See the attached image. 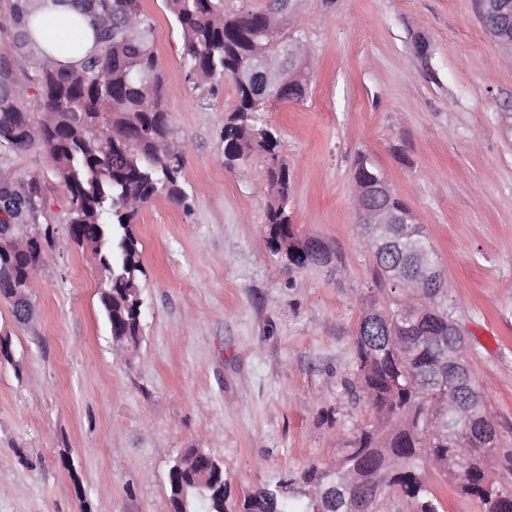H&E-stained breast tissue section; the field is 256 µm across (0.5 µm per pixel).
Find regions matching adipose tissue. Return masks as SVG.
Here are the masks:
<instances>
[{
	"label": "adipose tissue",
	"instance_id": "adipose-tissue-1",
	"mask_svg": "<svg viewBox=\"0 0 512 512\" xmlns=\"http://www.w3.org/2000/svg\"><path fill=\"white\" fill-rule=\"evenodd\" d=\"M31 21L41 57L54 65L77 69L98 51L95 33L100 19L95 13L51 4L34 11Z\"/></svg>",
	"mask_w": 512,
	"mask_h": 512
}]
</instances>
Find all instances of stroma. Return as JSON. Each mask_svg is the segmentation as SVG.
Listing matches in <instances>:
<instances>
[{
  "instance_id": "obj_1",
  "label": "stroma",
  "mask_w": 512,
  "mask_h": 512,
  "mask_svg": "<svg viewBox=\"0 0 512 512\" xmlns=\"http://www.w3.org/2000/svg\"><path fill=\"white\" fill-rule=\"evenodd\" d=\"M142 4L188 199L139 215L138 341H112L105 282L68 235L47 152L0 147V182L45 177L55 227L28 320L0 299V512H170V460L189 448L222 462L236 500L334 466L369 417L342 378L382 296L351 204L363 154L437 250L468 367L512 449V66H492L474 0H296L286 30L315 65L306 97L267 117L293 176L291 222L335 256L304 268L269 249L261 160L224 167L233 81L215 96L188 82L165 0Z\"/></svg>"
}]
</instances>
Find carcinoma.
<instances>
[{
    "label": "carcinoma",
    "instance_id": "1",
    "mask_svg": "<svg viewBox=\"0 0 512 512\" xmlns=\"http://www.w3.org/2000/svg\"><path fill=\"white\" fill-rule=\"evenodd\" d=\"M40 0H13L0 15V27L10 31L11 44L0 51V146L23 151L39 144L50 155L54 177L68 198L67 230L77 245L91 250L106 286L100 297L113 342L137 341L142 333L141 243L135 224L139 212L164 193L182 202V152L170 143L165 107L167 85L153 47V26L141 0H51L101 15L99 52L80 68L56 67L37 61L27 6ZM493 16L480 19L498 37L512 39V0H491ZM181 30L186 78L194 84L229 78L235 106L224 116L220 131L224 167L235 169L250 158L263 160L268 183L269 248L292 266L325 264L327 245L308 243L292 230L288 205L292 175L279 153L277 131L265 123L268 111L262 93L246 78L247 64L257 55L281 49L291 39L285 30L273 35L263 24L264 11L224 9V0H166ZM283 67L299 82L277 96L301 100L308 90V66L291 56ZM34 75H29V71ZM39 88L41 115L34 118L27 103L29 85ZM385 174L362 156L352 179L366 198L402 212L407 204L397 195L379 199L373 186ZM47 201L38 179L16 187L0 183V212L11 223L23 224L30 236L23 252L0 249V297H27L53 243L45 222ZM398 266L405 282L430 283L426 303L416 313L399 311L404 289L386 276ZM379 284L388 301L364 309L355 331V364L346 389L362 393L372 408L348 453L333 467H313L299 478L280 480L231 500L224 466L198 449L184 452L183 468L169 483L170 493H185L187 512H353L340 491L342 474L356 481V499H366L369 512L394 495L398 512H446L445 502L431 487L432 472L457 482V490L476 499L482 512H512V497L485 489L484 472L466 474L450 462L461 448L475 457L490 456L512 471V451H499L501 438L488 431L452 433L448 416L455 389L448 382L447 285L441 279L440 258L420 224H404L392 251L376 257Z\"/></svg>",
    "mask_w": 512,
    "mask_h": 512
}]
</instances>
